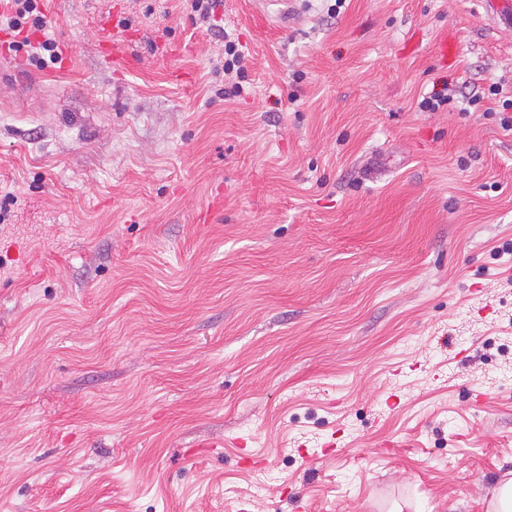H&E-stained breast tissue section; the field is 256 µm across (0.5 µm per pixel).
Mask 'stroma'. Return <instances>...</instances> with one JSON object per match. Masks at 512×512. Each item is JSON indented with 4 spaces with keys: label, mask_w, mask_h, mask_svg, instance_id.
Here are the masks:
<instances>
[{
    "label": "stroma",
    "mask_w": 512,
    "mask_h": 512,
    "mask_svg": "<svg viewBox=\"0 0 512 512\" xmlns=\"http://www.w3.org/2000/svg\"><path fill=\"white\" fill-rule=\"evenodd\" d=\"M40 7L60 66L0 31V512H485L512 470L492 5ZM35 52L28 53L26 51L25 62L27 65L36 66L37 68L44 69L48 66V60L52 64H56L59 60L58 46L52 39H44L33 46ZM48 57V60H47Z\"/></svg>",
    "instance_id": "obj_1"
}]
</instances>
